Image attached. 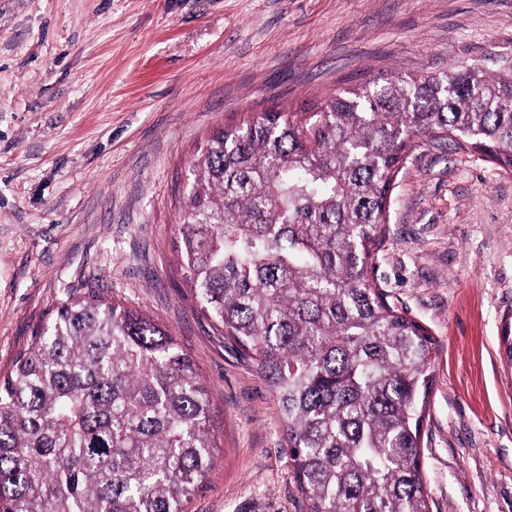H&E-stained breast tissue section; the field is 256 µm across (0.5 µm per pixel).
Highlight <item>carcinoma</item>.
Instances as JSON below:
<instances>
[{
	"label": "carcinoma",
	"instance_id": "1",
	"mask_svg": "<svg viewBox=\"0 0 512 512\" xmlns=\"http://www.w3.org/2000/svg\"><path fill=\"white\" fill-rule=\"evenodd\" d=\"M422 138L497 148L511 170L512 57L260 112L213 131L193 164L184 278L274 392L306 512H430L437 341L370 275ZM500 345L512 366V316ZM219 448L190 353L121 302L62 303L0 377V512H185Z\"/></svg>",
	"mask_w": 512,
	"mask_h": 512
}]
</instances>
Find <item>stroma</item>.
Wrapping results in <instances>:
<instances>
[{
  "instance_id": "1",
  "label": "stroma",
  "mask_w": 512,
  "mask_h": 512,
  "mask_svg": "<svg viewBox=\"0 0 512 512\" xmlns=\"http://www.w3.org/2000/svg\"><path fill=\"white\" fill-rule=\"evenodd\" d=\"M512 54V0H0V375L64 301L165 325L220 458L186 512H302L277 403L191 296L176 242L207 137L273 107ZM371 274L437 340L431 512H512V171L419 141Z\"/></svg>"
}]
</instances>
